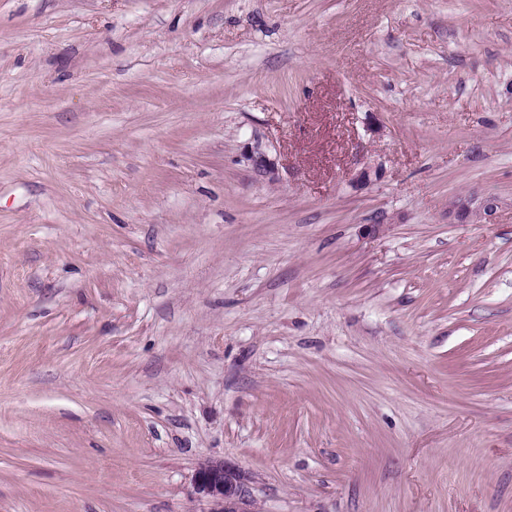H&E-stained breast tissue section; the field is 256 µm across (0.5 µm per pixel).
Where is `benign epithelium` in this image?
Here are the masks:
<instances>
[{"label": "benign epithelium", "mask_w": 512, "mask_h": 512, "mask_svg": "<svg viewBox=\"0 0 512 512\" xmlns=\"http://www.w3.org/2000/svg\"><path fill=\"white\" fill-rule=\"evenodd\" d=\"M195 485L210 505L207 512H259L243 472L222 459L202 461L195 473Z\"/></svg>", "instance_id": "obj_1"}]
</instances>
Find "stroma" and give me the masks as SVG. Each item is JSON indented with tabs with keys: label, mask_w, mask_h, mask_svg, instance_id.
<instances>
[{
	"label": "stroma",
	"mask_w": 512,
	"mask_h": 512,
	"mask_svg": "<svg viewBox=\"0 0 512 512\" xmlns=\"http://www.w3.org/2000/svg\"><path fill=\"white\" fill-rule=\"evenodd\" d=\"M207 458L512 512V0H0V512Z\"/></svg>",
	"instance_id": "obj_1"
}]
</instances>
